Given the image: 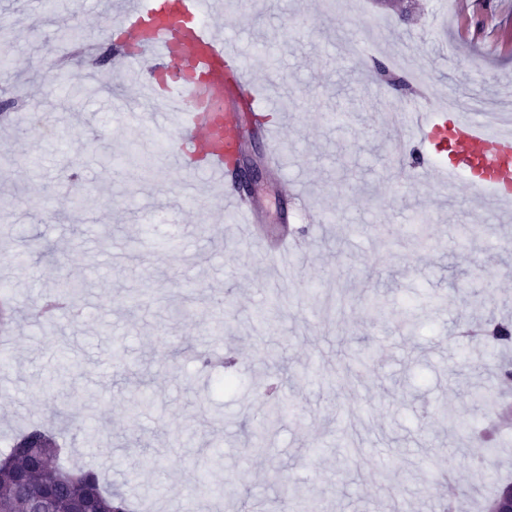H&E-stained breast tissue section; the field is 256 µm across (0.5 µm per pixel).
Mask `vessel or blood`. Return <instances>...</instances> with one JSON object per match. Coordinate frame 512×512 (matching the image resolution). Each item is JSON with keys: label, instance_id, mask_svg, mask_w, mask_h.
Masks as SVG:
<instances>
[{"label": "vessel or blood", "instance_id": "1", "mask_svg": "<svg viewBox=\"0 0 512 512\" xmlns=\"http://www.w3.org/2000/svg\"><path fill=\"white\" fill-rule=\"evenodd\" d=\"M216 6L217 0H126L113 54L163 117L160 141L180 167L188 173L203 169L221 183L229 158L248 135L226 77L243 85L249 78L240 47L225 39L223 23L213 18ZM401 122L423 144L432 132L449 134L452 160L431 153L445 183L464 176L479 198L512 206V122L485 112L455 113L425 97L407 105Z\"/></svg>", "mask_w": 512, "mask_h": 512}]
</instances>
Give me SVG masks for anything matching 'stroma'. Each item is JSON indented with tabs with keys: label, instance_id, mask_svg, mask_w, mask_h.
Wrapping results in <instances>:
<instances>
[{
	"label": "stroma",
	"instance_id": "stroma-1",
	"mask_svg": "<svg viewBox=\"0 0 512 512\" xmlns=\"http://www.w3.org/2000/svg\"><path fill=\"white\" fill-rule=\"evenodd\" d=\"M113 0H0L11 65L0 77V294L11 297L0 338V454L33 424L67 418L65 465L102 471L140 512H238L196 496L199 480L241 488L265 512L300 488L317 512H405L444 469L463 502L487 512L512 481V424L476 401L512 402L502 383L512 349L469 355L463 325L512 318V222L461 239L473 222L464 183L414 178L421 145H393L392 107L417 93L512 117V0H222L224 34L247 54L265 101L242 113L245 149L266 180L250 197L261 239H247L203 172L159 165L131 180L110 170L152 124L129 127L142 101L134 79L89 58L71 69L89 96L52 79L78 30L113 43ZM346 112L348 124L328 121ZM282 126L283 168L267 164L266 132ZM428 247L411 236L422 208ZM291 237L295 275L277 276L265 242ZM80 285L78 317L51 332L35 321L62 279ZM380 299L384 313L370 303ZM232 368H225L226 359ZM282 384L284 415L248 440ZM148 409L136 411L141 394Z\"/></svg>",
	"mask_w": 512,
	"mask_h": 512
}]
</instances>
